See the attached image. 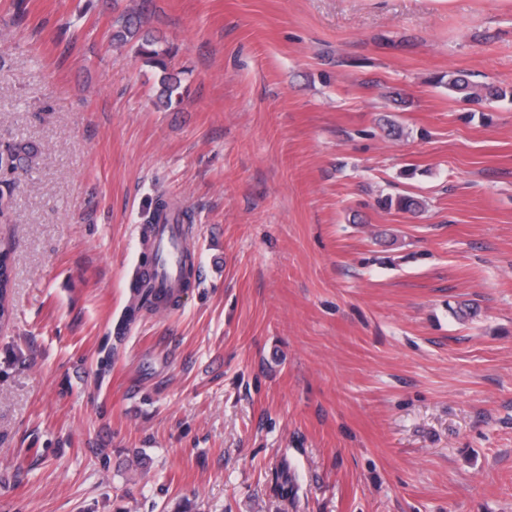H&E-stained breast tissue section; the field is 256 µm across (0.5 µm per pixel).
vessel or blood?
I'll list each match as a JSON object with an SVG mask.
<instances>
[{
  "label": "vessel or blood",
  "mask_w": 512,
  "mask_h": 512,
  "mask_svg": "<svg viewBox=\"0 0 512 512\" xmlns=\"http://www.w3.org/2000/svg\"><path fill=\"white\" fill-rule=\"evenodd\" d=\"M185 225L159 223L149 225L140 237L143 252L151 256L147 276L161 297L178 300L184 286L182 277V247Z\"/></svg>",
  "instance_id": "obj_1"
}]
</instances>
